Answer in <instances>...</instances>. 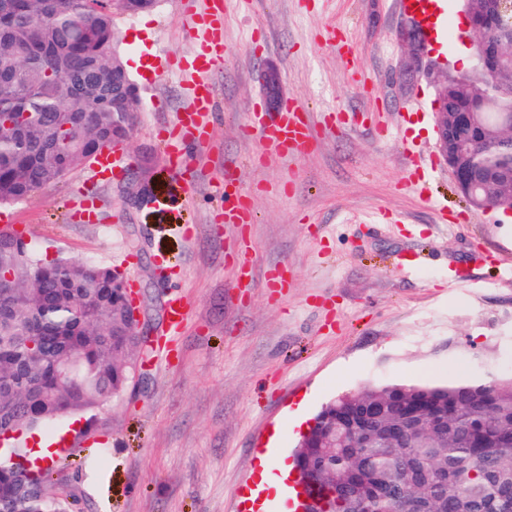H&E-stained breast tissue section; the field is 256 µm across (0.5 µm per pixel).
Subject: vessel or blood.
Here are the masks:
<instances>
[{
    "mask_svg": "<svg viewBox=\"0 0 512 512\" xmlns=\"http://www.w3.org/2000/svg\"><path fill=\"white\" fill-rule=\"evenodd\" d=\"M438 0H401L405 15L417 25L429 52H436L443 40L448 19L434 15L432 8ZM224 0H202L201 7H193L184 22L197 42L192 54L180 57L153 53L151 67L154 76L171 73L179 77L185 102L172 124L164 126L160 138L166 147L172 167L178 168L186 160L185 145L194 143L199 151H209L211 146L207 116L215 101V88L211 81L213 71L224 61ZM252 128L261 134L264 143L274 151L290 153L307 147L311 142L308 123L300 108L289 106L275 113L254 112ZM255 211L248 197L235 189L232 183L224 185V221L228 224H250ZM184 296L173 295L166 305V341L162 347L167 358H174L177 347L175 336L180 335L187 318Z\"/></svg>",
    "mask_w": 512,
    "mask_h": 512,
    "instance_id": "1",
    "label": "vessel or blood"
}]
</instances>
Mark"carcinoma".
I'll use <instances>...</instances> for the list:
<instances>
[{"label": "carcinoma", "mask_w": 512, "mask_h": 512, "mask_svg": "<svg viewBox=\"0 0 512 512\" xmlns=\"http://www.w3.org/2000/svg\"><path fill=\"white\" fill-rule=\"evenodd\" d=\"M156 0H0V205L58 183L70 170L130 137L127 97L104 92L134 87L116 50L114 15ZM499 53L512 52V18L498 17ZM468 71L450 70L436 91L448 127L485 175L488 202L512 197V62L486 73L484 37ZM469 124L458 127L460 116ZM59 129V151L44 149ZM0 428L26 435L65 417L98 410L106 395L124 394L139 360L122 275L102 263L64 254L48 261L22 234L0 233ZM80 371L57 380L72 352ZM414 414L417 431L404 443L388 433ZM448 415V432L427 431ZM294 459L327 495L314 512H512V377L446 386L379 382L346 392L315 415ZM0 458V512H70L52 482L6 472Z\"/></svg>", "instance_id": "1"}]
</instances>
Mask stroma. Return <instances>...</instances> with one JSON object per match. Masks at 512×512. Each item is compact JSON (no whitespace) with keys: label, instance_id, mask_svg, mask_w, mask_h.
<instances>
[{"label":"stroma","instance_id":"obj_1","mask_svg":"<svg viewBox=\"0 0 512 512\" xmlns=\"http://www.w3.org/2000/svg\"><path fill=\"white\" fill-rule=\"evenodd\" d=\"M183 9L158 0L115 17L141 96L122 175L95 176L87 162L12 207L42 257L95 260L133 280L153 336L172 291L188 304L179 356L153 351L135 394L97 410L91 438L109 452L62 485L80 512H238L260 447L291 454L299 420L338 394L512 376V220L459 192L433 123L407 129V112L433 114L435 88L402 76L398 0H228L214 150L187 145L189 164L176 170L157 131L183 91L176 77L134 67L133 47L191 52ZM290 100L307 109L312 146L285 156L247 125L253 108ZM411 152L434 169L426 186L409 180ZM228 166L256 211L241 234L224 223ZM145 184L154 198L140 205ZM384 211L389 221H378ZM283 263L292 280L280 291L268 275Z\"/></svg>","mask_w":512,"mask_h":512}]
</instances>
